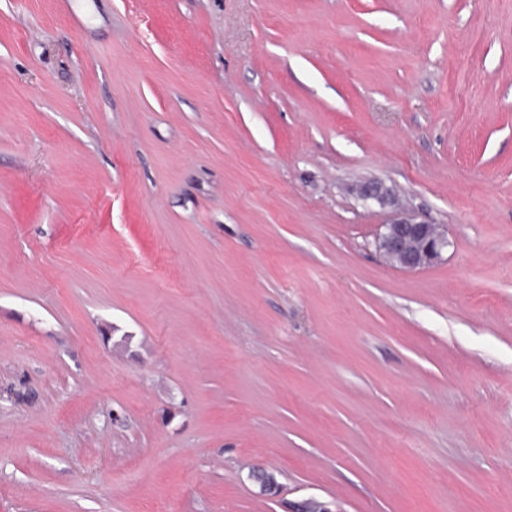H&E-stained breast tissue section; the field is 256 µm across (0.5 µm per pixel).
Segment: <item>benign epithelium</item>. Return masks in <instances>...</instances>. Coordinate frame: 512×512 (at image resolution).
<instances>
[{"label":"benign epithelium","mask_w":512,"mask_h":512,"mask_svg":"<svg viewBox=\"0 0 512 512\" xmlns=\"http://www.w3.org/2000/svg\"><path fill=\"white\" fill-rule=\"evenodd\" d=\"M364 202L374 201L391 208L392 216L382 225L376 240L377 250L392 265L408 271L430 267L442 259L450 246L448 225L436 224L400 207L393 190L380 180L355 187Z\"/></svg>","instance_id":"benign-epithelium-1"}]
</instances>
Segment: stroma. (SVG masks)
<instances>
[{"label": "stroma", "mask_w": 512, "mask_h": 512, "mask_svg": "<svg viewBox=\"0 0 512 512\" xmlns=\"http://www.w3.org/2000/svg\"><path fill=\"white\" fill-rule=\"evenodd\" d=\"M305 499L512 512V0H0V512ZM364 202L374 201L391 208L392 216L376 240L377 250L392 265L408 271L430 267L442 259L451 242L448 227L436 224L400 207L393 190L380 180H371L355 187ZM419 244L418 251L412 247Z\"/></svg>", "instance_id": "stroma-1"}]
</instances>
